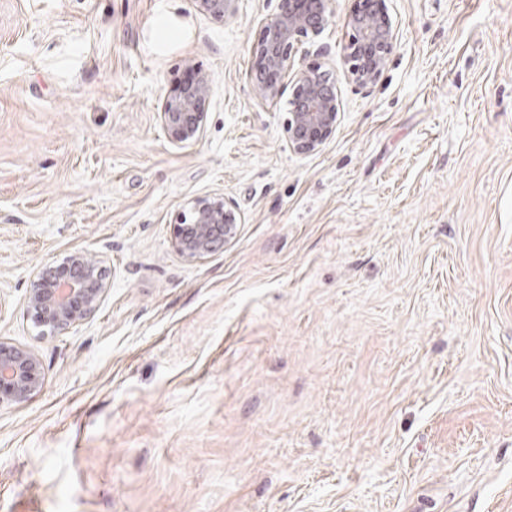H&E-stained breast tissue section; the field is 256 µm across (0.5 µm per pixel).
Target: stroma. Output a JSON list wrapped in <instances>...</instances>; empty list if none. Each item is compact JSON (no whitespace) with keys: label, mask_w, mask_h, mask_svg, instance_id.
Here are the masks:
<instances>
[{"label":"stroma","mask_w":512,"mask_h":512,"mask_svg":"<svg viewBox=\"0 0 512 512\" xmlns=\"http://www.w3.org/2000/svg\"><path fill=\"white\" fill-rule=\"evenodd\" d=\"M277 5L0 0V340L46 378L0 407V512H512V0H386L367 85L360 0H331L262 104ZM310 67L339 114L303 155ZM188 70L209 93L179 146L158 113ZM203 198L241 222L189 261ZM74 251L109 288L52 336L26 293ZM364 10L348 18L353 36L350 42V72L361 84L374 82L386 64L394 33L384 0H366ZM357 62L354 65L353 60ZM291 105L284 125L288 144L296 153H312L336 127L335 85L318 70L303 71L296 76Z\"/></svg>","instance_id":"stroma-1"}]
</instances>
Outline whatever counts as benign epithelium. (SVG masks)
Segmentation results:
<instances>
[{
	"label": "benign epithelium",
	"mask_w": 512,
	"mask_h": 512,
	"mask_svg": "<svg viewBox=\"0 0 512 512\" xmlns=\"http://www.w3.org/2000/svg\"><path fill=\"white\" fill-rule=\"evenodd\" d=\"M233 0H193L201 11L224 18ZM330 0H279L278 11L261 28L252 46L263 68L280 76L292 69L294 45L321 32L330 22ZM351 74L361 84L374 82L386 64L394 33L385 0H365L364 10L348 18ZM261 101L273 102L280 85L256 81ZM205 79L184 87L164 100L158 117L170 142L189 144L203 132L201 102L208 95ZM338 104L333 82L317 70L296 76L292 108L284 132L298 154L318 149L336 127ZM237 235V216L224 201L195 202L191 222L174 225L173 246L188 260H199L231 243ZM106 268L95 256L73 252L41 266L28 289L26 308L52 334L81 325L100 307L107 292ZM45 375L38 356L28 348L0 341V406L25 402L42 391Z\"/></svg>",
	"instance_id": "7a95c632"
}]
</instances>
